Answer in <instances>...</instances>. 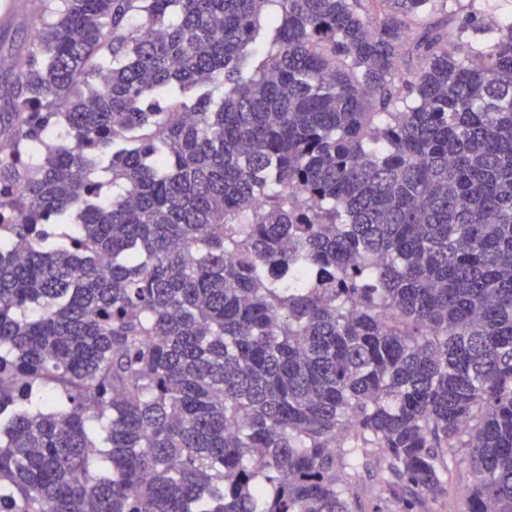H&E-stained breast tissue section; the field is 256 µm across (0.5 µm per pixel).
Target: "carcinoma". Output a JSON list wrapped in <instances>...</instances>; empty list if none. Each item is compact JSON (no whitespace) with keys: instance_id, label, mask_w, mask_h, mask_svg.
<instances>
[{"instance_id":"1","label":"carcinoma","mask_w":512,"mask_h":512,"mask_svg":"<svg viewBox=\"0 0 512 512\" xmlns=\"http://www.w3.org/2000/svg\"><path fill=\"white\" fill-rule=\"evenodd\" d=\"M446 3L33 0L0 512H512V23ZM448 498L433 505L434 512H463L465 507V490L469 483L468 471L461 467L452 476H449Z\"/></svg>"}]
</instances>
